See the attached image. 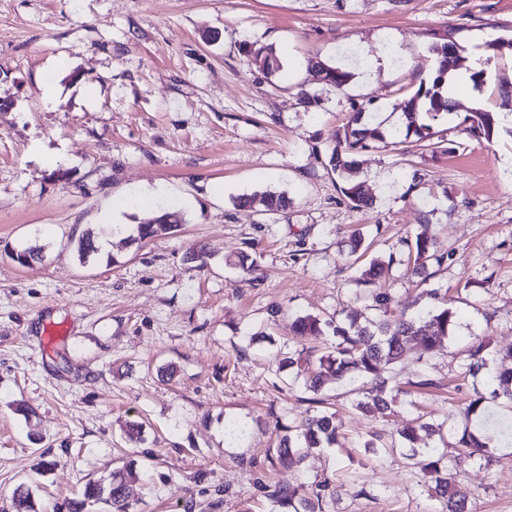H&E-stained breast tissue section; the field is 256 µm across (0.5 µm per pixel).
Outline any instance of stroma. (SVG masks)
I'll return each mask as SVG.
<instances>
[{
	"instance_id": "stroma-1",
	"label": "stroma",
	"mask_w": 512,
	"mask_h": 512,
	"mask_svg": "<svg viewBox=\"0 0 512 512\" xmlns=\"http://www.w3.org/2000/svg\"><path fill=\"white\" fill-rule=\"evenodd\" d=\"M450 26L465 57L487 62L500 132H458L470 98L434 125L453 153H358L376 202L351 209L325 165L337 129L368 101L400 115L432 74L430 32ZM250 45L272 49L281 71L256 69ZM314 56L348 67L351 82L324 85ZM0 103V512H71L88 479L131 459L135 512H286L271 491L326 479L325 512H438L395 446L420 412L445 420L470 512H512V445L492 395L501 360L461 370L475 338L512 346V176L501 171L512 159V0H0ZM262 191L286 194L287 209L238 205ZM142 194L177 230L80 260L79 238L98 232L113 199L126 223L150 218ZM423 223L444 264L415 275L395 263L360 282L353 231L385 258ZM26 246L41 260L14 262ZM193 246L204 262L187 261ZM243 254L256 280L233 268ZM431 289L455 298L456 330L427 357L407 345L397 379L437 388L400 395L395 414H361L351 386L317 397L278 371L275 354L297 346L295 317L345 322L375 290L417 313L434 306ZM478 394L479 459L458 445ZM326 402L342 423L336 447L279 465L280 438ZM131 420L143 425L133 441ZM375 433L373 454L363 444Z\"/></svg>"
}]
</instances>
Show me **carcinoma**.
Returning a JSON list of instances; mask_svg holds the SVG:
<instances>
[{
	"mask_svg": "<svg viewBox=\"0 0 512 512\" xmlns=\"http://www.w3.org/2000/svg\"><path fill=\"white\" fill-rule=\"evenodd\" d=\"M433 36L431 51L435 56L434 75L429 84L422 83L409 93L403 107V125L389 134L383 123L375 122L374 110L366 105L358 107L336 132V140L328 148L327 162L331 171L341 177L353 174L356 153L379 144L386 147L390 139L397 146L406 143L412 136L419 142L433 137V123L452 109V102L444 93L449 71L464 62L454 29L446 30L442 36L435 32ZM248 54L251 63L266 73H276L282 68V62L270 48L251 46ZM313 66L318 69L325 84L337 89L349 84L353 78L351 72L333 64L315 61ZM498 124V113L481 108L465 113L462 120L464 130L476 138H490ZM342 192L353 209L360 210L372 204V196L362 181H348ZM239 203L257 205L261 212L271 215L286 208L288 199L282 193L264 191L241 197ZM174 228L169 214L165 212L150 224L136 225V234L128 237V241L145 240L171 232ZM402 245L407 249L408 256L414 258L418 268L431 261L439 266L446 261V256L433 251L432 238L425 225L421 231L402 240ZM389 304L390 298L386 294L372 295L371 309L379 311L378 316L364 320L356 315L348 317L347 322L333 328L335 342L323 352L304 348L276 354L278 368L291 370L295 378L303 379L306 389L314 394L326 385L366 378L370 387L362 391V397L354 404L355 409L367 413L374 408L386 414L392 410L396 395L402 389L392 384L391 377L381 370V366L398 362L405 345L411 340L417 341L425 352L433 350L443 338L453 336L456 327V313L445 303L417 316L402 314L397 319L388 318ZM293 329L298 336H320L323 333L321 320L312 315L297 317ZM492 355L491 341L476 339L465 350L463 372L473 376L478 374L486 368ZM495 381V395L503 397L506 407L512 409V368L500 371ZM340 429L341 423L337 421L336 414L320 412L313 415L283 438L278 448V460L284 465L298 464L304 458L302 449L334 446ZM440 430L441 426L424 421L416 428L402 431L401 438L408 446L414 467L431 482L434 499L439 502L441 512H468L469 494L452 477L448 455L437 453V449L431 446L433 436L440 434ZM136 478L135 463L131 462L112 472L107 479L87 482L83 499L74 503L72 512H84L88 505L99 503L109 506L112 512H129L128 487ZM329 486L327 480L319 483L321 491L308 497L296 489L277 488L270 493V498L282 507L293 508L294 512H323L322 492Z\"/></svg>",
	"mask_w": 512,
	"mask_h": 512,
	"instance_id": "carcinoma-1",
	"label": "carcinoma"
}]
</instances>
